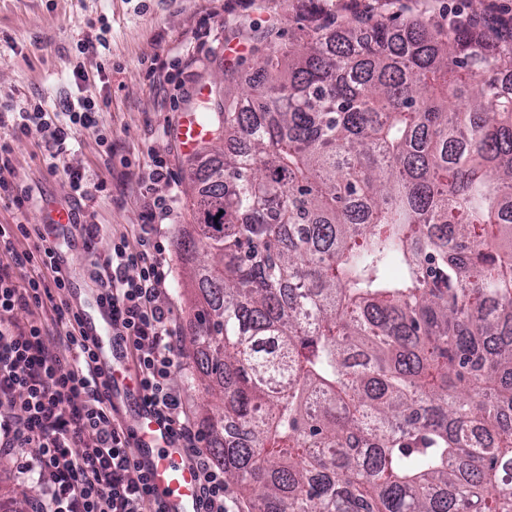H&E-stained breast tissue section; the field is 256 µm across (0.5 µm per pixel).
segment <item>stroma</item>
Returning a JSON list of instances; mask_svg holds the SVG:
<instances>
[{
    "mask_svg": "<svg viewBox=\"0 0 512 512\" xmlns=\"http://www.w3.org/2000/svg\"><path fill=\"white\" fill-rule=\"evenodd\" d=\"M307 0H0V104L27 97L43 98L58 109L65 97L77 95L73 72L83 69L86 88L106 106L103 123L112 129L111 159L100 155L87 132L68 158L70 166L96 173L110 183L108 195L95 204L101 230L93 250L106 254L113 231L132 229L142 220L144 199L136 182L152 157H163L171 184L157 194L175 193V212L161 229L160 244L172 269L165 297L178 316L183 334L195 328L196 279L192 266L177 253V240L193 223L189 198V155L174 134L184 112L213 105L224 92V69L236 68L242 81H252L261 54L251 29H275L289 37ZM105 42L106 50H81L83 39ZM169 73L166 82L148 77L150 63ZM206 96H199V88ZM14 179L32 186L27 225H39L57 205L72 206L63 175L50 174L35 138L12 144ZM192 353L182 350L173 374L187 396L193 418H201L216 400L205 381H190Z\"/></svg>",
    "mask_w": 512,
    "mask_h": 512,
    "instance_id": "35a3bbf8",
    "label": "stroma"
}]
</instances>
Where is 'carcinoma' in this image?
I'll return each mask as SVG.
<instances>
[{"label": "carcinoma", "mask_w": 512, "mask_h": 512, "mask_svg": "<svg viewBox=\"0 0 512 512\" xmlns=\"http://www.w3.org/2000/svg\"><path fill=\"white\" fill-rule=\"evenodd\" d=\"M507 76L489 27L315 13L202 113L178 249L237 512H512Z\"/></svg>", "instance_id": "1"}]
</instances>
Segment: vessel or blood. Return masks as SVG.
<instances>
[{
	"label": "vessel or blood",
	"instance_id": "obj_1",
	"mask_svg": "<svg viewBox=\"0 0 512 512\" xmlns=\"http://www.w3.org/2000/svg\"><path fill=\"white\" fill-rule=\"evenodd\" d=\"M177 135L189 151L207 137L208 128L196 112L189 111ZM72 309L93 346L112 406L126 410L124 421L131 435L133 460L146 474L153 498L163 512H200L195 466L128 382L127 355L121 339L113 333L111 308L95 292L73 303Z\"/></svg>",
	"mask_w": 512,
	"mask_h": 512
}]
</instances>
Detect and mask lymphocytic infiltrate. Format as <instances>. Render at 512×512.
I'll return each instance as SVG.
<instances>
[{
  "label": "lymphocytic infiltrate",
  "mask_w": 512,
  "mask_h": 512,
  "mask_svg": "<svg viewBox=\"0 0 512 512\" xmlns=\"http://www.w3.org/2000/svg\"><path fill=\"white\" fill-rule=\"evenodd\" d=\"M102 110L84 93L67 99L58 118L38 97L0 105V129L10 132L0 139V200L18 215L32 200L31 187L11 180L10 144L32 136L48 171L64 173L72 196L92 202L108 193L105 180L62 165L81 131L111 155L112 130L100 123ZM169 180L166 163L153 158L139 178V192L149 200L141 224L113 235L106 254H91L88 270L112 307L144 405L198 470L203 512H233L224 470L199 448L200 430L172 379L180 365L181 326L162 301L171 269L156 235L175 198L153 192ZM26 233L20 218L0 225V460L17 461L18 476L37 483L39 493L26 512H159L147 477L132 461L124 424L99 392L97 360L63 297L67 285L58 261L39 241L19 247ZM20 309L30 311V320L15 319Z\"/></svg>",
  "instance_id": "obj_1"
}]
</instances>
